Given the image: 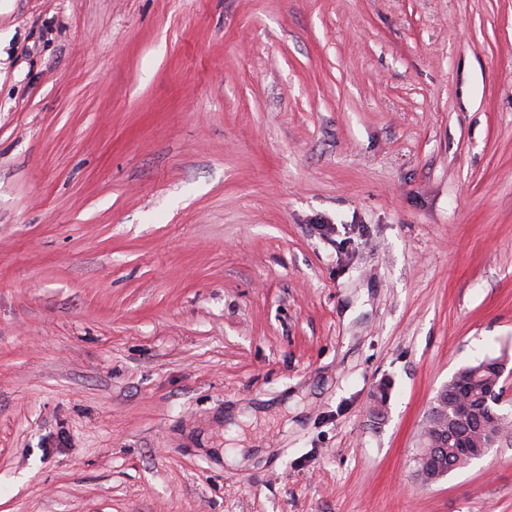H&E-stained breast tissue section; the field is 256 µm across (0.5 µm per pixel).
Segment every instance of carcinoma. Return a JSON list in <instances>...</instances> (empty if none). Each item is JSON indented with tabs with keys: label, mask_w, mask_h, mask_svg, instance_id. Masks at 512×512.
<instances>
[{
	"label": "carcinoma",
	"mask_w": 512,
	"mask_h": 512,
	"mask_svg": "<svg viewBox=\"0 0 512 512\" xmlns=\"http://www.w3.org/2000/svg\"><path fill=\"white\" fill-rule=\"evenodd\" d=\"M505 371L504 360L500 357H487L484 360L460 369L448 383L442 386L426 415V420L440 430L436 436L437 449L434 454L421 457L417 461L418 472L423 481L431 476H445L448 472L462 469L470 460L460 456L454 445L466 446L479 437L493 445L502 431L512 426V420L498 413L494 404L489 403L478 413L462 417L455 408L458 393L470 391L477 399H482L490 386L497 384L499 375Z\"/></svg>",
	"instance_id": "obj_1"
}]
</instances>
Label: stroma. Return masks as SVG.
I'll return each instance as SVG.
<instances>
[{
    "instance_id": "obj_1",
    "label": "stroma",
    "mask_w": 512,
    "mask_h": 512,
    "mask_svg": "<svg viewBox=\"0 0 512 512\" xmlns=\"http://www.w3.org/2000/svg\"><path fill=\"white\" fill-rule=\"evenodd\" d=\"M487 356L512 0H0V512H512ZM502 372H505L504 360L501 357H487L474 365L460 369L448 380V383L438 390L426 415V420L440 430L436 436L438 445L435 448L437 449L434 454L419 457L417 461V471L421 474L423 481L427 482L430 476L435 475L442 478L448 472L462 469L470 464L471 460L460 457L461 451L457 452L453 448L457 442L467 446L462 449L472 459L484 454L488 448H468L471 442L481 435L480 419L489 427L488 432L484 435L485 443L490 446L489 448L499 438L503 429L508 430L512 420L507 414L498 413L496 405L493 403H488L477 414L467 417L460 416L455 408L458 393L463 390L471 391L477 398L476 401H480L489 390L487 397L497 403L495 400L498 399V390L501 385L491 389L489 387L496 386ZM489 412L495 415V420L492 419ZM452 436L453 440L448 443Z\"/></svg>"
}]
</instances>
